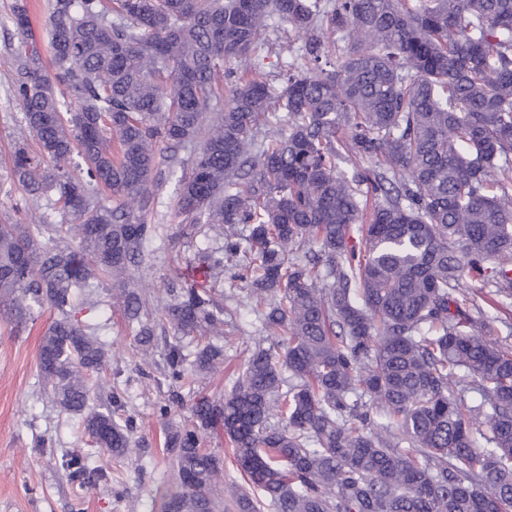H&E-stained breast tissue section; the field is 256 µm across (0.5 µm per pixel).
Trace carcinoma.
I'll list each match as a JSON object with an SVG mask.
<instances>
[{"label":"carcinoma","mask_w":512,"mask_h":512,"mask_svg":"<svg viewBox=\"0 0 512 512\" xmlns=\"http://www.w3.org/2000/svg\"><path fill=\"white\" fill-rule=\"evenodd\" d=\"M274 14L305 58L278 89L233 68ZM49 37L54 77L24 42L10 60L38 152L15 147L5 194L44 195L61 221L0 223V315L56 313L39 377L99 452L141 453L121 397L94 403L103 326L72 315L105 277L136 357L173 333L164 512H512V347L462 288L512 300V0H55ZM162 164L182 171L178 236L224 245L154 318ZM226 273L266 336L178 420L183 389L223 370ZM217 427L262 499L224 484L203 448ZM58 465L112 480L81 451Z\"/></svg>","instance_id":"obj_1"}]
</instances>
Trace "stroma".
Returning a JSON list of instances; mask_svg holds the SVG:
<instances>
[{
  "label": "stroma",
  "mask_w": 512,
  "mask_h": 512,
  "mask_svg": "<svg viewBox=\"0 0 512 512\" xmlns=\"http://www.w3.org/2000/svg\"><path fill=\"white\" fill-rule=\"evenodd\" d=\"M20 0H0V184L11 181V155L16 143L26 137L20 123L22 103L12 88L13 72L7 61L20 42L40 52L46 74H53L52 53L47 39L49 18L55 0H29V27L20 33L11 18ZM270 49L262 51L259 72L271 85L287 56L280 47L292 42L285 23L271 18ZM173 181H166L150 223L159 225L152 245L153 264L143 272L149 282L150 302L163 294L161 281L183 275L195 277L193 265L203 251L220 245L214 237H197L186 244L175 237L178 219L174 213ZM76 319L102 327L101 338L110 360L99 381L101 394L117 392L125 399V413L134 422V435L145 448L139 458L116 461L96 453L88 435L60 412L38 380L39 346L54 318L44 310L35 320L19 325L0 319V512H73L81 502L83 512H161L163 491L174 483L171 457L163 446V426L155 414L156 403L166 395L156 383L161 359L146 364L130 357L132 336L122 313L109 304V288H96L92 303L77 307ZM225 333L222 373L185 391L186 403L214 396L229 389L232 379L262 335L255 314L238 287L224 290ZM79 449L92 456L94 465L111 472V482L79 488L54 463L56 456Z\"/></svg>",
  "instance_id": "obj_1"
}]
</instances>
